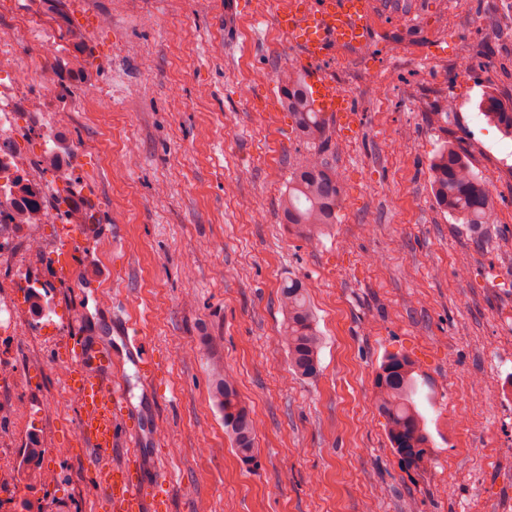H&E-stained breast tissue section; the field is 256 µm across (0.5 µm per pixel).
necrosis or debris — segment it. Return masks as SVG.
Returning a JSON list of instances; mask_svg holds the SVG:
<instances>
[{
    "instance_id": "obj_1",
    "label": "necrosis or debris",
    "mask_w": 512,
    "mask_h": 512,
    "mask_svg": "<svg viewBox=\"0 0 512 512\" xmlns=\"http://www.w3.org/2000/svg\"><path fill=\"white\" fill-rule=\"evenodd\" d=\"M57 74L45 65L37 77L23 74L15 84L0 92V175L16 179L14 199L0 203V267L10 265L18 255L38 256L43 243L37 235H29L24 243H16L14 227L18 224H77L81 221L79 209L60 212L49 203L51 183L41 173L47 167L63 172L74 169L75 157H60L45 153L40 162H21L16 154L15 139L18 132L13 115L19 110L39 111L47 94H54L58 111L69 112L76 107L72 94L57 91Z\"/></svg>"
}]
</instances>
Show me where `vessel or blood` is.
Listing matches in <instances>:
<instances>
[{"label": "vessel or blood", "instance_id": "b4317fda", "mask_svg": "<svg viewBox=\"0 0 512 512\" xmlns=\"http://www.w3.org/2000/svg\"><path fill=\"white\" fill-rule=\"evenodd\" d=\"M374 0H319L306 12L288 9L284 0H271L270 23L288 32L298 61L309 71V84L316 111L336 115L341 95L336 86L323 76L319 63L334 48L358 50L371 40ZM122 341L136 360L143 381H150L154 370L142 344V336L134 321L123 323ZM126 406L122 388L112 385L99 374H86L80 393L79 435L96 463L97 496L93 512H153L155 503L149 496L147 483L140 478V447L146 442L142 429L129 430L126 440H119L116 418ZM125 443L130 452L121 466L136 471L131 480L116 479L117 465L112 462L117 443Z\"/></svg>", "mask_w": 512, "mask_h": 512}]
</instances>
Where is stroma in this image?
Masks as SVG:
<instances>
[{
	"instance_id": "1",
	"label": "stroma",
	"mask_w": 512,
	"mask_h": 512,
	"mask_svg": "<svg viewBox=\"0 0 512 512\" xmlns=\"http://www.w3.org/2000/svg\"><path fill=\"white\" fill-rule=\"evenodd\" d=\"M414 3L377 13L366 50L324 61L357 121L324 120L341 207L308 240L279 208L307 147L281 103L276 75L292 62L287 35L263 19L267 0H17L61 45L21 36L1 87L48 62L71 88L111 93L77 112L49 97L14 115L23 158L43 157L49 130L66 150L83 145L50 202L80 200L90 223L16 228L44 251L8 267L0 290L16 316L0 332V364L13 370L0 401L27 406L22 429L0 423L14 436L0 512H89L93 464L67 386L75 336L114 352L108 373L128 399L118 431L148 428L144 459L171 473L150 487L158 512H512V179L501 174L512 140L478 109L483 92L512 96V11L498 0ZM443 111L447 128L430 124ZM449 137L491 190L498 221L480 243L432 194L429 161ZM129 144L137 162L117 172L109 159ZM72 252L83 261L70 272ZM294 277L324 338L313 379L289 371L279 341L278 294ZM122 317L160 367L150 388L119 336ZM397 353L418 366L433 439L425 470L400 464L372 400L376 367ZM218 359L257 423L250 468L209 394Z\"/></svg>"
}]
</instances>
